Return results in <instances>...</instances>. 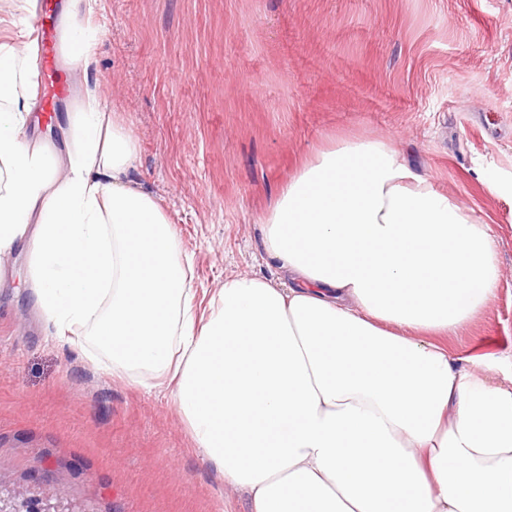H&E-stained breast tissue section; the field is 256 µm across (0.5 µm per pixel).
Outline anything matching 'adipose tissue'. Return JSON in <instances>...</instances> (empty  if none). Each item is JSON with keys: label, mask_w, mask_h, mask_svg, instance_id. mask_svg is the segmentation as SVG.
Instances as JSON below:
<instances>
[{"label": "adipose tissue", "mask_w": 512, "mask_h": 512, "mask_svg": "<svg viewBox=\"0 0 512 512\" xmlns=\"http://www.w3.org/2000/svg\"><path fill=\"white\" fill-rule=\"evenodd\" d=\"M90 0H68L89 66ZM29 29L0 43V256L25 246L40 316L90 326L113 372L173 388L202 457L253 512H512V382L439 337L487 303L493 237L383 138L320 150L262 219L278 280L225 279L205 308L137 139L78 90L65 158L31 146ZM512 368V356L490 362Z\"/></svg>", "instance_id": "adipose-tissue-1"}]
</instances>
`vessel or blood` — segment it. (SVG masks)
<instances>
[{"label": "vessel or blood", "mask_w": 512, "mask_h": 512, "mask_svg": "<svg viewBox=\"0 0 512 512\" xmlns=\"http://www.w3.org/2000/svg\"><path fill=\"white\" fill-rule=\"evenodd\" d=\"M58 14L52 0H40L35 26L38 44V90L44 116H51L66 92V82L57 73L56 62L63 51L58 31Z\"/></svg>", "instance_id": "1"}]
</instances>
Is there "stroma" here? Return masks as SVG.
Masks as SVG:
<instances>
[{"label":"stroma","mask_w":512,"mask_h":512,"mask_svg":"<svg viewBox=\"0 0 512 512\" xmlns=\"http://www.w3.org/2000/svg\"><path fill=\"white\" fill-rule=\"evenodd\" d=\"M89 69L138 140L133 175L172 222L199 293L277 280L260 220L341 137L399 157L489 225L499 271L456 357L512 353V0H95ZM75 95L29 143L61 148ZM37 313L24 248L0 265V486L69 512H252L197 451L170 387L113 375Z\"/></svg>","instance_id":"obj_1"}]
</instances>
